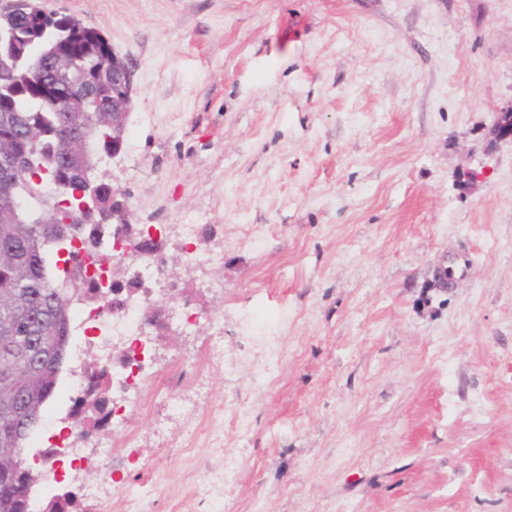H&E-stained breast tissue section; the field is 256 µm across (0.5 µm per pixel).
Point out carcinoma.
I'll list each match as a JSON object with an SVG mask.
<instances>
[{"label":"carcinoma","instance_id":"1","mask_svg":"<svg viewBox=\"0 0 512 512\" xmlns=\"http://www.w3.org/2000/svg\"><path fill=\"white\" fill-rule=\"evenodd\" d=\"M0 55L12 69L0 80V156L26 163L23 181L0 178V343L28 338L42 361L40 371L27 374L16 388V373L0 360V512H25L16 488L30 468L9 440L11 415L19 397L32 411H44L60 381L65 359L69 303L73 296L104 304L114 288L100 291L86 278L80 252L58 254L71 240L54 241L46 234L50 223L71 221L83 230L79 240L86 254L102 245L112 229L114 206L122 194L98 175L100 155L112 154V125L92 120L91 112L112 109V74L126 67L96 30L71 16H52L33 3L25 10L0 16ZM89 62L71 91L73 111L53 106L58 92L54 65ZM63 186L55 197L47 185ZM85 191L83 197L74 195ZM108 373L88 368L90 392L74 401L70 417L76 426L108 422L111 399Z\"/></svg>","mask_w":512,"mask_h":512}]
</instances>
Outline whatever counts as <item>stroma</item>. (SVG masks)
Instances as JSON below:
<instances>
[{"mask_svg":"<svg viewBox=\"0 0 512 512\" xmlns=\"http://www.w3.org/2000/svg\"><path fill=\"white\" fill-rule=\"evenodd\" d=\"M36 2L136 65L99 168L133 223L224 247L201 270L166 247L204 313L154 340L87 482L149 512H512V0ZM456 253L475 270L448 288Z\"/></svg>","mask_w":512,"mask_h":512,"instance_id":"obj_1","label":"stroma"}]
</instances>
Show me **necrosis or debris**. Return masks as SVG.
Segmentation results:
<instances>
[{"label":"necrosis or debris","instance_id":"necrosis-or-debris-1","mask_svg":"<svg viewBox=\"0 0 512 512\" xmlns=\"http://www.w3.org/2000/svg\"><path fill=\"white\" fill-rule=\"evenodd\" d=\"M137 291L129 295L120 311L83 298L75 299L71 308L67 360L62 372L64 394L69 399L85 396L89 388L86 367L88 363L111 360L118 348L128 349L130 360L112 373L111 384L116 396L112 400V416L122 415L129 406L128 391L138 389L145 379L149 364L148 345L152 330L144 322L142 309L147 302L176 295L178 284L166 277L156 265L135 268ZM31 447H51V454L42 458L43 482L33 489V503H40L43 495L54 487L59 473L78 476L88 466V460L78 448L69 431L34 434Z\"/></svg>","mask_w":512,"mask_h":512}]
</instances>
